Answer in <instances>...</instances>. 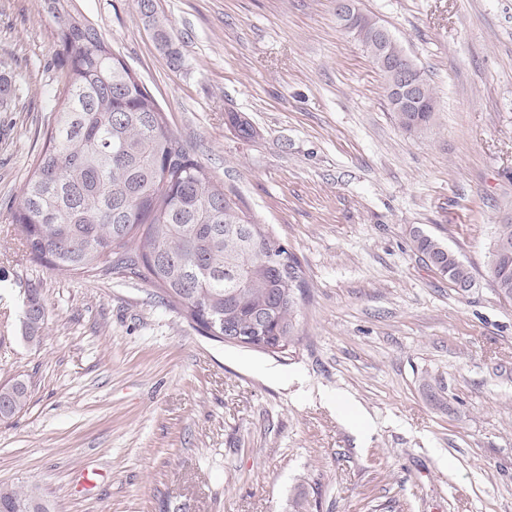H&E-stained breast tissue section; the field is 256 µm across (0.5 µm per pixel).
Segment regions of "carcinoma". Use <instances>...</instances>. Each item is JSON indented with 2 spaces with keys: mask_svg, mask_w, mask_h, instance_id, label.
<instances>
[{
  "mask_svg": "<svg viewBox=\"0 0 512 512\" xmlns=\"http://www.w3.org/2000/svg\"><path fill=\"white\" fill-rule=\"evenodd\" d=\"M55 23L56 56L67 95L54 113L46 142L13 214L14 236L30 259L74 274L127 271L158 288L201 335L224 341V331L251 337L254 350L278 354L297 339L296 314L305 274L297 257L279 261L277 239L254 222L167 126L146 87L113 52L72 0H44ZM172 63L180 53L174 31L152 0H137ZM377 21L350 31L385 82L390 74L373 30ZM391 111L408 132H424L435 112L434 90L422 81L420 107L411 112L388 95ZM239 136L252 126L227 115ZM425 263L459 292L474 286L468 265L441 241L414 234ZM487 272L504 300L512 301V252L489 250ZM25 314L24 335L42 339L46 308ZM23 381L0 386V416L22 411ZM47 502L35 486L0 483V512H31Z\"/></svg>",
  "mask_w": 512,
  "mask_h": 512,
  "instance_id": "1",
  "label": "carcinoma"
}]
</instances>
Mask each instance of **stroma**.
Masks as SVG:
<instances>
[{
	"instance_id": "1",
	"label": "stroma",
	"mask_w": 512,
	"mask_h": 512,
	"mask_svg": "<svg viewBox=\"0 0 512 512\" xmlns=\"http://www.w3.org/2000/svg\"><path fill=\"white\" fill-rule=\"evenodd\" d=\"M154 3L178 63L136 0H75L213 182L300 260L299 339L230 346L134 275L29 262L12 217L66 78L41 0H0V386L31 391L0 418V483L38 486L52 512H293L314 489L318 512H512V302L487 274L512 221V0H358L434 89L421 134L336 0ZM418 231L471 266L468 293L426 266ZM152 0H137L140 14L147 19V22L154 30L155 38L159 46L165 50L172 63H177L180 59V53L174 48V31L167 22V19L161 18L156 14ZM26 298L29 300L26 302V311L31 309L33 302L37 304L35 312L25 313V319L23 321L24 335L29 341H39L42 339V331L46 321V308L40 298V292L38 288H27Z\"/></svg>"
}]
</instances>
